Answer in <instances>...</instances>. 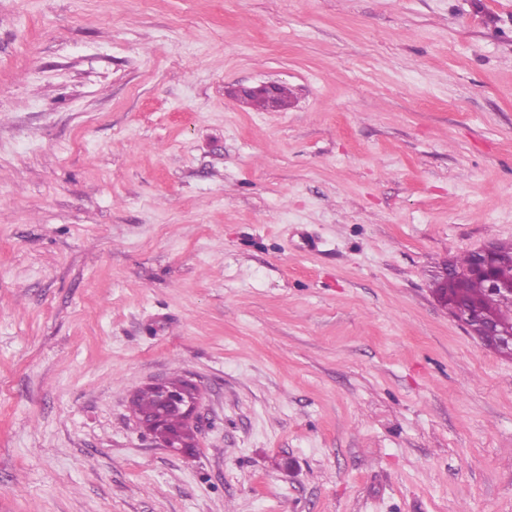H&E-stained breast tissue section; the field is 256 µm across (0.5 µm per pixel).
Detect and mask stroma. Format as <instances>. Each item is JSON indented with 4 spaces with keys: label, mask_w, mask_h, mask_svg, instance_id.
<instances>
[{
    "label": "stroma",
    "mask_w": 512,
    "mask_h": 512,
    "mask_svg": "<svg viewBox=\"0 0 512 512\" xmlns=\"http://www.w3.org/2000/svg\"><path fill=\"white\" fill-rule=\"evenodd\" d=\"M491 242L512 0H0V512H512V358L431 292ZM157 391L159 401L161 405L167 406L170 404H180L185 407L188 415V423L195 431L198 430L197 420L199 414V408L201 405V394L199 388L191 380H187V386L184 391L176 392L169 390L166 386V381H156L152 384ZM132 405L133 413L135 414L136 411L139 424L141 425L140 428L144 432L151 434L153 429L149 421L157 411V402L154 392L148 387L140 390L132 400Z\"/></svg>",
    "instance_id": "stroma-1"
}]
</instances>
